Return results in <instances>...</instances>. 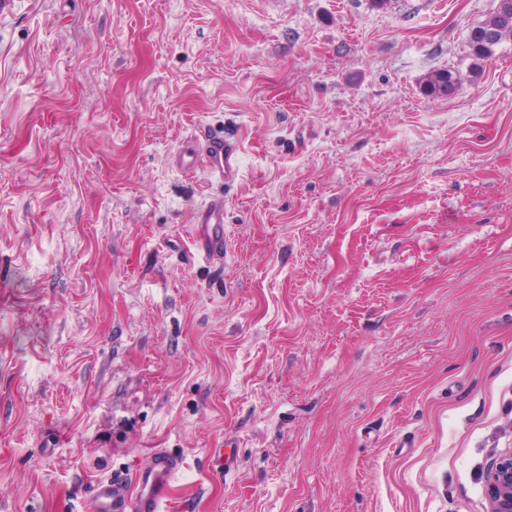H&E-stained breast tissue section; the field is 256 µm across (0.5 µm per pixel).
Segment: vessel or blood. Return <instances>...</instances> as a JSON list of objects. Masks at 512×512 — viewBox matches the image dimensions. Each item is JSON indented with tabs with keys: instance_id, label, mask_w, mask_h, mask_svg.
<instances>
[{
	"instance_id": "vessel-or-blood-1",
	"label": "vessel or blood",
	"mask_w": 512,
	"mask_h": 512,
	"mask_svg": "<svg viewBox=\"0 0 512 512\" xmlns=\"http://www.w3.org/2000/svg\"><path fill=\"white\" fill-rule=\"evenodd\" d=\"M203 153L210 172L224 182L240 176L239 149L222 133H210L201 151L187 148L177 154L178 164L192 168L196 153ZM194 245L202 259H210L224 248V201L216 198L194 209ZM183 467L182 457L155 450L134 482L104 480L93 488L91 512H166L171 505L172 484Z\"/></svg>"
}]
</instances>
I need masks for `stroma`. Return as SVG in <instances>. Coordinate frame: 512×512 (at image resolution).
Wrapping results in <instances>:
<instances>
[{
  "label": "stroma",
  "mask_w": 512,
  "mask_h": 512,
  "mask_svg": "<svg viewBox=\"0 0 512 512\" xmlns=\"http://www.w3.org/2000/svg\"><path fill=\"white\" fill-rule=\"evenodd\" d=\"M500 0H14L0 17V512H488L512 448ZM454 94L423 95L433 71ZM223 131L231 187L173 163ZM224 198L201 261L194 206ZM512 38V0H501L496 13L484 23L471 29L467 46L471 59L470 73L474 78L481 75L485 61L490 59L495 48ZM458 80L456 73L448 69H440L424 79L421 89L429 97H447L454 91ZM183 458L155 450L135 476L131 487L122 480L98 481L93 488L92 512H164L171 506L172 484Z\"/></svg>",
  "instance_id": "obj_1"
}]
</instances>
